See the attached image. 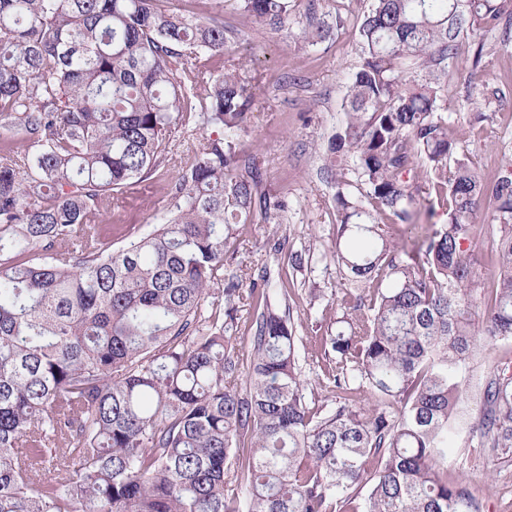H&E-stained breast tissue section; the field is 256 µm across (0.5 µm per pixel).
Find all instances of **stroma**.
<instances>
[{"mask_svg": "<svg viewBox=\"0 0 512 512\" xmlns=\"http://www.w3.org/2000/svg\"><path fill=\"white\" fill-rule=\"evenodd\" d=\"M165 4L202 18L218 17L234 31L223 56L210 59L209 67L220 73L225 60L241 63L240 77L252 94V106L238 151L255 162L262 191L285 200L288 207L270 216L254 214L242 226L233 266L251 277L268 272L274 301H287L296 325L301 375L314 381L324 367L320 339L336 320L333 295L345 282L332 253L338 215L324 171L328 139L345 120L346 86L363 62L358 28L369 0H297L288 24L279 29L239 14L235 0ZM312 22L328 24L330 31L316 45L301 48L299 37ZM456 47L445 76L418 63L409 77L439 82L455 157L491 179L512 160V35L499 27L478 35L464 33ZM219 134L214 126L172 132L164 167L150 180L126 188L111 207L96 214L95 223L147 234L154 218L167 210L177 175L200 141ZM473 222L476 270L489 285L499 275L489 261L499 225L486 204ZM280 239L287 241V253L274 250ZM292 253L302 256V268L290 266ZM509 361L512 342L491 351L475 347L462 384L459 433L448 443V476L466 485L482 512H512V460L466 444L478 409L479 383Z\"/></svg>", "mask_w": 512, "mask_h": 512, "instance_id": "35a3bbf8", "label": "stroma"}]
</instances>
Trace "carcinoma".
I'll return each instance as SVG.
<instances>
[{
  "label": "carcinoma",
  "mask_w": 512,
  "mask_h": 512,
  "mask_svg": "<svg viewBox=\"0 0 512 512\" xmlns=\"http://www.w3.org/2000/svg\"><path fill=\"white\" fill-rule=\"evenodd\" d=\"M280 27L295 0H238ZM371 0L361 68L330 152L340 224L336 331L307 406L289 310L224 275L240 225L285 203L238 169L250 96L224 24L161 0H0V512H479L448 480L476 340H512V163L481 180L453 154L440 89L404 74L448 60L461 29L498 27L503 0ZM206 107L192 112L194 90ZM218 126L179 172L153 230L112 247L92 223L149 180L172 131ZM446 201L424 245L394 238L419 197ZM492 204L500 277L478 329L473 215ZM252 310L245 387L229 347ZM470 434L512 453V368L483 386ZM250 440L240 457L241 442Z\"/></svg>",
  "instance_id": "carcinoma-1"
}]
</instances>
